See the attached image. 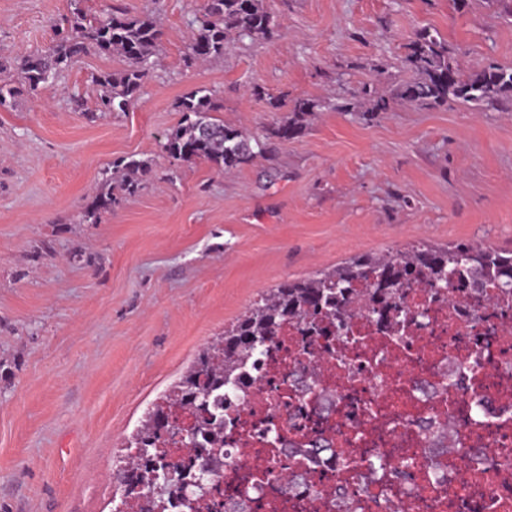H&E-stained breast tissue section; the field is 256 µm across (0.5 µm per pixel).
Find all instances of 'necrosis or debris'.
<instances>
[{
    "label": "necrosis or debris",
    "instance_id": "obj_1",
    "mask_svg": "<svg viewBox=\"0 0 512 512\" xmlns=\"http://www.w3.org/2000/svg\"><path fill=\"white\" fill-rule=\"evenodd\" d=\"M409 306L424 316L405 332L361 316L358 342L329 351L304 345L291 326L267 356L243 366L248 386L224 413L210 512H228L242 496L250 512H437V473L466 512L512 501V304L493 299L474 312L461 295L436 300L419 289ZM302 349L314 367L306 388L289 375ZM473 414L481 424L467 454L442 468L423 420L459 433ZM371 448L413 459L398 494L370 479ZM284 477L285 494L276 489Z\"/></svg>",
    "mask_w": 512,
    "mask_h": 512
}]
</instances>
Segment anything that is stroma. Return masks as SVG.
Here are the masks:
<instances>
[{
	"mask_svg": "<svg viewBox=\"0 0 512 512\" xmlns=\"http://www.w3.org/2000/svg\"><path fill=\"white\" fill-rule=\"evenodd\" d=\"M264 4L271 39L188 67L202 0H0L11 85L75 13L112 6L161 32L126 111L99 112V77L126 63L93 48L53 89L0 108V512H112V473L148 408L269 289L420 241L512 251V112L337 108L398 81L424 28L465 69L512 66L497 0ZM199 87L265 153L224 171L165 154ZM301 97L318 108L272 137ZM131 157L151 170L130 194L110 178ZM107 189L111 208L89 214Z\"/></svg>",
	"mask_w": 512,
	"mask_h": 512,
	"instance_id": "1",
	"label": "stroma"
}]
</instances>
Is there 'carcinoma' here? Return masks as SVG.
I'll list each match as a JSON object with an SVG mask.
<instances>
[{"label": "carcinoma", "instance_id": "1", "mask_svg": "<svg viewBox=\"0 0 512 512\" xmlns=\"http://www.w3.org/2000/svg\"><path fill=\"white\" fill-rule=\"evenodd\" d=\"M191 26L195 31L185 57L188 67L224 54L233 38L256 41L274 34L273 16L263 0H207L194 14ZM159 37L154 19L131 16L121 9L111 10L95 24L76 21L70 31L60 33L51 54L37 53L21 61L24 83L32 92L49 90L59 71L88 49L116 51L126 59L128 68L100 77L98 110L123 111L141 87ZM402 71L412 77L396 83L385 95L377 96L371 86H362L360 95L370 98V111L389 112L398 103L422 108L455 104L512 108L511 67L491 63L465 70L453 49L429 31L418 32L411 41ZM179 108L183 121L166 134L162 144L170 157L203 160L219 170L253 160L250 137L213 116L221 105L210 90L199 88L185 95ZM446 287L475 298L489 287L512 296V253L473 244L444 250L414 245L405 251L357 258L329 275L282 283L224 331L179 384L147 412L116 474L123 488L120 504L133 495L141 500L151 494L155 504L172 496L184 512L200 508L204 494L196 483L203 460L212 458V449L224 443L226 393L240 384L239 371L246 361L265 354L284 326L300 324L306 335L328 346L345 338L353 319L364 312L399 333L412 320L405 305L407 295L418 288L438 294ZM185 408L192 410L195 434L188 481L184 467L157 464L172 445L165 433L177 428L173 410ZM372 469L386 483L399 480V467L391 466L382 455L376 457Z\"/></svg>", "mask_w": 512, "mask_h": 512}]
</instances>
